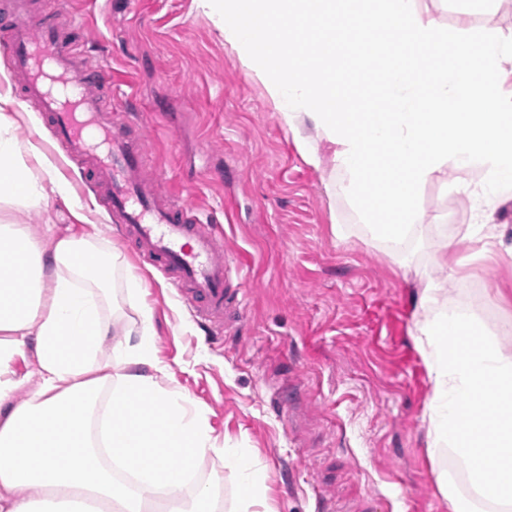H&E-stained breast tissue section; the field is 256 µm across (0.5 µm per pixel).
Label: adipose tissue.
Returning a JSON list of instances; mask_svg holds the SVG:
<instances>
[{"label":"adipose tissue","instance_id":"adipose-tissue-1","mask_svg":"<svg viewBox=\"0 0 512 512\" xmlns=\"http://www.w3.org/2000/svg\"><path fill=\"white\" fill-rule=\"evenodd\" d=\"M224 43L265 89L284 126L313 167L333 148L338 190L371 237L400 248L419 221L411 205L445 164L480 170L472 235L503 244L489 221L512 192V39L438 23L419 0H197ZM336 22L326 40L356 60H374L365 109L353 111L347 86L321 75L320 59L295 65L292 41L313 34L323 15ZM10 85L0 86V205L39 208L49 196L68 203L76 223L86 206L33 141L20 142ZM37 169H30L29 160ZM120 251L96 253L88 236L36 239L0 222V512H37L38 488L56 512L81 501L94 512H216L209 487L183 488L211 449L189 398L155 378L152 314L136 327L108 317ZM416 272L414 336L432 383L428 436L464 465L478 502L512 505V355L485 338L464 308L435 309L440 283ZM109 355H102L103 346ZM39 361V388L12 396L21 381L12 365L27 348ZM106 401L103 445L90 424ZM131 475L117 481L113 466Z\"/></svg>","mask_w":512,"mask_h":512}]
</instances>
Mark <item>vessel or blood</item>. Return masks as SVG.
Wrapping results in <instances>:
<instances>
[{
    "mask_svg": "<svg viewBox=\"0 0 512 512\" xmlns=\"http://www.w3.org/2000/svg\"><path fill=\"white\" fill-rule=\"evenodd\" d=\"M0 29L6 34L0 50L12 63L21 98L38 103L55 140L86 165L139 257L168 275L200 319L223 323L241 262L225 251L217 230L200 224L194 206L160 190L164 175L149 171L143 132L105 102L112 78L84 52L83 22L61 5L47 11L34 0H8Z\"/></svg>",
    "mask_w": 512,
    "mask_h": 512,
    "instance_id": "obj_1",
    "label": "vessel or blood"
}]
</instances>
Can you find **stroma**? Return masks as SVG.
Here are the masks:
<instances>
[{
	"label": "stroma",
	"instance_id": "1",
	"mask_svg": "<svg viewBox=\"0 0 512 512\" xmlns=\"http://www.w3.org/2000/svg\"><path fill=\"white\" fill-rule=\"evenodd\" d=\"M87 22V49L112 72V109L138 114L148 127L161 188L196 206L201 223L220 225L224 246L246 266L231 285L235 317L222 341L180 301L167 276L139 262L120 226L98 202L83 164L69 162L46 116L25 103L20 139L40 142L88 221L74 224L58 198L4 217L42 237H93L98 250L122 252L113 305L124 322L143 304L152 312L158 380L189 396L214 449L185 492L209 485L221 512H448L438 486L447 474L466 488V471L449 450L428 449L429 367L412 336L414 279L442 242L460 267L444 280L439 307L471 308L486 335L512 354V254L475 261L471 201L447 172L417 201L420 221L401 252L371 239L334 196L332 163L315 169L301 155L263 86L224 45L196 0H65ZM445 26L493 29L512 38V0L464 10L460 0H420ZM327 77L346 82L362 109L370 74L343 47L321 43ZM139 281V298L126 280ZM247 454L263 499L244 507L239 474L227 454Z\"/></svg>",
	"mask_w": 512,
	"mask_h": 512
}]
</instances>
